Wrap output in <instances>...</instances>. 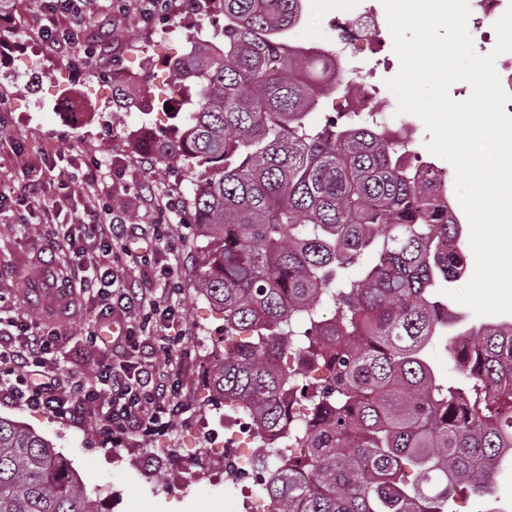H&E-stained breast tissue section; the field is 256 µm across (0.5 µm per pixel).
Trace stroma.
<instances>
[{
    "label": "stroma",
    "instance_id": "35a3bbf8",
    "mask_svg": "<svg viewBox=\"0 0 512 512\" xmlns=\"http://www.w3.org/2000/svg\"><path fill=\"white\" fill-rule=\"evenodd\" d=\"M115 3L92 0L80 27L87 43L102 40L106 48L94 64L79 67L47 50L37 38L39 0H13L4 13L9 25L0 26V37L11 38L17 58L0 63V114L5 117L0 128L25 152L17 158L10 149H0V186L12 190L0 206V294L14 299V312L52 319L72 371L92 375L96 355L83 337L94 319L93 309L75 300L69 309L54 310L40 290V273L47 266H54L58 283H65L70 274L68 257L54 250L43 235L61 191L56 182L42 179L41 169L45 153L75 149L80 160H101L107 155L103 144H111L110 155L123 159L124 165L104 170L95 186L97 198L111 203L136 233L147 235L162 217L144 205V197L171 198L179 206L182 222L173 238H162L156 252L129 259L120 275L158 297L166 292L161 265L172 264L175 270L188 327L182 346L189 356L181 368L186 410L168 427L145 437L114 433L92 419L76 424L3 402L0 417L20 422L50 440L70 459L88 492L111 499L112 512H245L247 499L241 491L217 481L186 480L188 467L195 464L190 453L198 445L195 424L224 412V402L209 381L211 365L203 360L212 346L224 342V315L196 291L203 243V231L189 206L196 177L172 159L142 166L145 132L136 109L137 103L151 101L155 106L152 128L168 126L162 106L174 76L167 61L183 53L187 35L205 20L186 12H163L158 23L174 27L175 32L160 41L150 35L149 24L135 10L116 11ZM307 4L301 37L322 44L335 41L338 17L367 6L366 0H344L340 5L334 0H307ZM119 72L135 80L134 101L113 98V76ZM60 85L70 86L76 103L86 112L81 126L51 111V93ZM80 160L67 163L68 181H81ZM30 180L41 183L38 198H28L22 189Z\"/></svg>",
    "mask_w": 512,
    "mask_h": 512
}]
</instances>
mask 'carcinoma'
<instances>
[{"instance_id": "cac0c4a2", "label": "carcinoma", "mask_w": 512, "mask_h": 512, "mask_svg": "<svg viewBox=\"0 0 512 512\" xmlns=\"http://www.w3.org/2000/svg\"><path fill=\"white\" fill-rule=\"evenodd\" d=\"M224 55L198 46L170 69L193 87L154 152L196 172L204 229L197 290L224 312L232 356L215 362L224 405L276 430L274 512H452L457 486L512 484V322L450 338L461 377L443 387L422 351L453 315L433 289L465 273L448 185L397 161L402 144L365 116L306 123L326 63L288 52L301 0H210ZM334 315L318 317L323 297ZM60 454L0 417V512H104Z\"/></svg>"}]
</instances>
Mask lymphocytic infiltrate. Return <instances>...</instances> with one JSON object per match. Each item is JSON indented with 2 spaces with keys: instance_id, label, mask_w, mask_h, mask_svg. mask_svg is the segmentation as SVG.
I'll list each match as a JSON object with an SVG mask.
<instances>
[{
  "instance_id": "f902f5d3",
  "label": "lymphocytic infiltrate",
  "mask_w": 512,
  "mask_h": 512,
  "mask_svg": "<svg viewBox=\"0 0 512 512\" xmlns=\"http://www.w3.org/2000/svg\"><path fill=\"white\" fill-rule=\"evenodd\" d=\"M88 6V0H42L38 34L45 47L70 52L81 38L77 25ZM52 240L56 250L69 254L84 302L99 308L96 328L85 333L98 352L97 369L89 379L65 371L53 355L58 332L51 322L0 316V399L73 421L95 415L126 436L150 434L182 411L179 370L188 356L183 308L120 281L115 259L131 255V237L120 217L97 206L93 196H86L82 214ZM117 312L145 314L160 328L155 363L114 362L112 351L141 344L133 326L113 324Z\"/></svg>"
}]
</instances>
